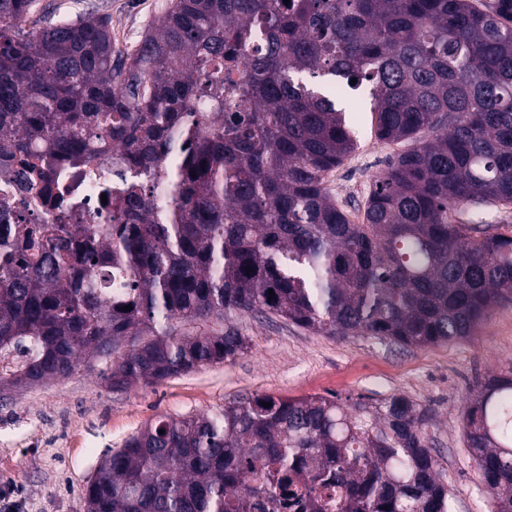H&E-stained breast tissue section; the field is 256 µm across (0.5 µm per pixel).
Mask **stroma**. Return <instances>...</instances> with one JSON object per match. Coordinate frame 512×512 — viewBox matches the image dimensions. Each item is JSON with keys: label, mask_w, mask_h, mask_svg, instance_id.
I'll use <instances>...</instances> for the list:
<instances>
[{"label": "stroma", "mask_w": 512, "mask_h": 512, "mask_svg": "<svg viewBox=\"0 0 512 512\" xmlns=\"http://www.w3.org/2000/svg\"><path fill=\"white\" fill-rule=\"evenodd\" d=\"M169 0H34L24 28L44 13L110 15L116 49L134 46ZM357 145L331 172L337 202L357 211L399 152L378 139L372 115L354 119ZM232 323L248 350L220 365L153 386L116 389L98 369L34 386H0V512H86L85 489L101 459L157 416L203 415L253 395L337 397L349 404L397 394L429 407L424 428L454 512H494L467 448L463 404L489 375L512 370V304L494 308L474 337L426 348L374 336L337 339L281 318L240 314Z\"/></svg>", "instance_id": "stroma-1"}]
</instances>
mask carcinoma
I'll return each instance as SVG.
<instances>
[{
	"label": "carcinoma",
	"mask_w": 512,
	"mask_h": 512,
	"mask_svg": "<svg viewBox=\"0 0 512 512\" xmlns=\"http://www.w3.org/2000/svg\"><path fill=\"white\" fill-rule=\"evenodd\" d=\"M32 2L0 0V164L18 191L50 190L60 163L120 145L131 176L109 224L0 241V353L25 357L0 386L93 361L114 388L155 385L245 353L240 313L427 347L512 303V235L448 217L512 205V0H170L126 51L106 15L25 32ZM361 88L376 136L406 149L357 224L326 183L355 149L363 102L345 91ZM461 415L512 512V374ZM428 420L401 395L165 414L102 458L87 512H451Z\"/></svg>",
	"instance_id": "carcinoma-1"
}]
</instances>
